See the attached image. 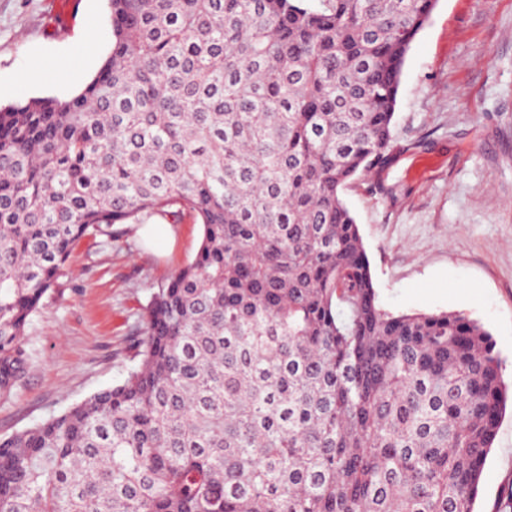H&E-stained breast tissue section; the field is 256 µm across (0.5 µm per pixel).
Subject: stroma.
Returning <instances> with one entry per match:
<instances>
[{
	"mask_svg": "<svg viewBox=\"0 0 512 512\" xmlns=\"http://www.w3.org/2000/svg\"><path fill=\"white\" fill-rule=\"evenodd\" d=\"M0 0V105L68 99L100 62L86 33L112 48L107 0ZM41 68L34 83L19 72ZM344 199L359 226L374 287L393 312L459 311L494 337L512 382V0H437L407 54L392 160ZM109 241L83 239L26 326L27 366L0 394V437L59 415L124 380L135 365L152 294L191 261L202 227L172 225L167 253L132 224ZM512 495V414L482 474L476 512Z\"/></svg>",
	"mask_w": 512,
	"mask_h": 512,
	"instance_id": "1",
	"label": "stroma"
}]
</instances>
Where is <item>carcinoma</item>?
I'll return each mask as SVG.
<instances>
[{"label":"carcinoma","instance_id":"carcinoma-1","mask_svg":"<svg viewBox=\"0 0 512 512\" xmlns=\"http://www.w3.org/2000/svg\"><path fill=\"white\" fill-rule=\"evenodd\" d=\"M80 94L0 106V392L72 247L203 226L118 385L0 438V512H474L491 334L379 303L344 187L390 162L430 0H108Z\"/></svg>","mask_w":512,"mask_h":512}]
</instances>
